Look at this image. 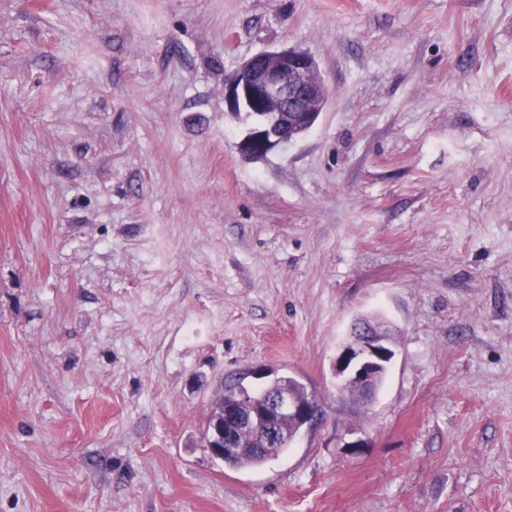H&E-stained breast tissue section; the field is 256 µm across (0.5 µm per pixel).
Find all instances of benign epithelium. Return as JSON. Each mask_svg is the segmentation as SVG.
I'll list each match as a JSON object with an SVG mask.
<instances>
[{"label": "benign epithelium", "mask_w": 512, "mask_h": 512, "mask_svg": "<svg viewBox=\"0 0 512 512\" xmlns=\"http://www.w3.org/2000/svg\"><path fill=\"white\" fill-rule=\"evenodd\" d=\"M328 98V88L317 61L299 48L265 51L244 60L224 79V102L229 112L254 119V126L240 143V151L249 157H261L303 134L319 117ZM392 336L372 326L362 336H353L336 357L337 390L365 387V401L376 396V369L387 366L394 356ZM320 405L310 396L292 397L283 389L255 404L245 417L219 405L208 417L209 432L204 447L215 459L235 451L228 434L235 428L262 426L266 438L275 436L283 418L290 419L295 432L308 428L319 419Z\"/></svg>", "instance_id": "7a95c632"}]
</instances>
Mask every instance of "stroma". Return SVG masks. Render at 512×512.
<instances>
[{"label": "stroma", "instance_id": "stroma-1", "mask_svg": "<svg viewBox=\"0 0 512 512\" xmlns=\"http://www.w3.org/2000/svg\"><path fill=\"white\" fill-rule=\"evenodd\" d=\"M283 47L328 98L247 160L224 78ZM258 368L323 417L231 469ZM0 512H512V0H0ZM392 336L381 329L379 324L362 336H351L336 357L335 373L337 390L343 394L349 387L365 386L366 402L374 400L377 392L374 383L378 377L375 372L379 366L387 369L394 356L391 344Z\"/></svg>", "mask_w": 512, "mask_h": 512}]
</instances>
